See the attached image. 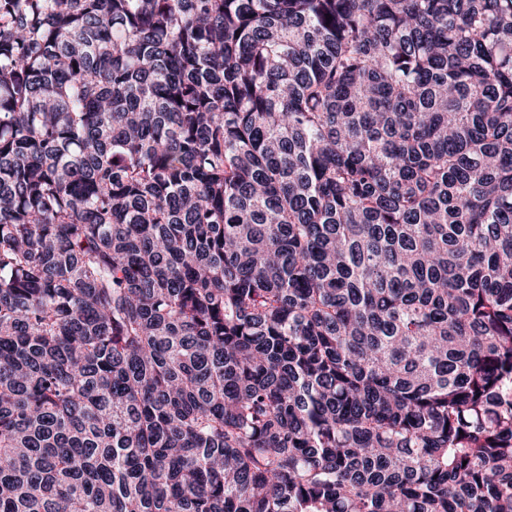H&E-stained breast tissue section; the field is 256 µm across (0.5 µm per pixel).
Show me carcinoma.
I'll return each instance as SVG.
<instances>
[{"mask_svg":"<svg viewBox=\"0 0 512 512\" xmlns=\"http://www.w3.org/2000/svg\"><path fill=\"white\" fill-rule=\"evenodd\" d=\"M0 512H512V0H0Z\"/></svg>","mask_w":512,"mask_h":512,"instance_id":"carcinoma-1","label":"carcinoma"}]
</instances>
